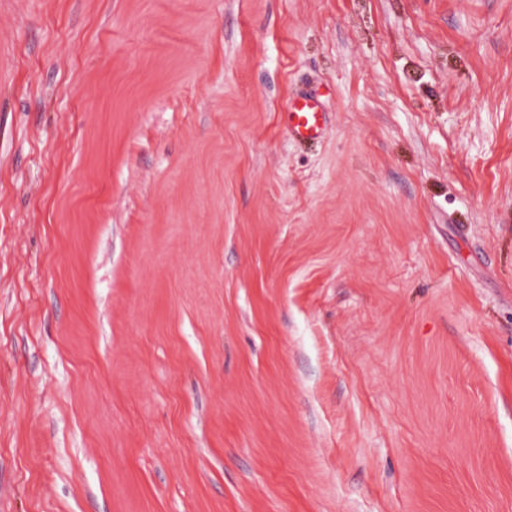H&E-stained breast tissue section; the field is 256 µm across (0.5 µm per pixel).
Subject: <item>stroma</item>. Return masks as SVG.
I'll return each mask as SVG.
<instances>
[{"label": "stroma", "instance_id": "35a3bbf8", "mask_svg": "<svg viewBox=\"0 0 512 512\" xmlns=\"http://www.w3.org/2000/svg\"><path fill=\"white\" fill-rule=\"evenodd\" d=\"M0 512H512V0H0ZM281 118L294 140L310 143L323 135L326 112L315 94L298 92L288 100Z\"/></svg>", "mask_w": 512, "mask_h": 512}]
</instances>
